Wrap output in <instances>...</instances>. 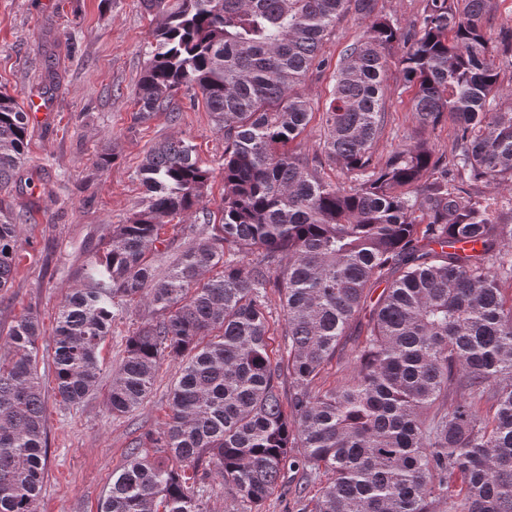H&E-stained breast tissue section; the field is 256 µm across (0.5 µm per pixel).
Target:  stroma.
<instances>
[{"instance_id":"1","label":"stroma","mask_w":512,"mask_h":512,"mask_svg":"<svg viewBox=\"0 0 512 512\" xmlns=\"http://www.w3.org/2000/svg\"><path fill=\"white\" fill-rule=\"evenodd\" d=\"M157 23L140 0H0V90L21 103L36 99L41 112L29 123L17 186L0 190V208L23 215L13 278L0 290V355L8 353L14 321L37 315L38 374L47 384L53 379L52 336L63 296L80 286L84 265L102 250L113 225L145 197L137 171L148 150L170 138L190 142L214 170L207 209L215 215L223 205L224 134L201 95L179 91V118L165 110L143 122L136 118L138 82ZM363 26L354 14L342 16L321 46L328 69L309 71L300 85L312 116L294 144L297 153L320 156L332 66ZM400 55L396 48L388 59L386 117L374 147L379 158L415 129ZM109 152L114 160L98 168V157ZM146 318L144 305L134 302L113 322L101 346L99 387L84 402L66 406L48 398V458L38 512H99L128 449L162 427L177 370L173 361L162 362L137 409L115 417L106 406L112 371L125 356L128 336ZM326 481L322 474L310 481L288 471L260 510L311 512Z\"/></svg>"}]
</instances>
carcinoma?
Returning <instances> with one entry per match:
<instances>
[{"instance_id": "1", "label": "carcinoma", "mask_w": 512, "mask_h": 512, "mask_svg": "<svg viewBox=\"0 0 512 512\" xmlns=\"http://www.w3.org/2000/svg\"><path fill=\"white\" fill-rule=\"evenodd\" d=\"M497 2L425 0L403 28L378 0H141L163 22L137 119L182 88L199 91L224 132V204L211 223L213 169L189 142L157 143L138 169L142 206L112 225L83 285L64 295L53 336L62 402L97 390L102 342L135 300L149 318L112 374V415L145 401L164 359L178 363L167 421L112 474L101 512H206L212 475L257 507L290 468L329 476L313 512H512V198H501L512 195V98L487 110L512 68V30L491 37ZM350 11L366 26L340 55L323 113L326 160L347 186L292 144L311 116L297 88L329 67L321 43ZM400 43L416 128L448 115L457 125L446 161L422 136L375 158L388 55ZM28 130L27 112L0 92V189L17 182ZM178 217L203 223L188 226L159 278L149 255ZM21 220L0 211V289ZM250 254L248 271L229 259ZM269 288L284 311L285 360L270 349ZM356 327L354 374L314 390ZM8 336L0 512H37L48 456L37 317Z\"/></svg>"}]
</instances>
